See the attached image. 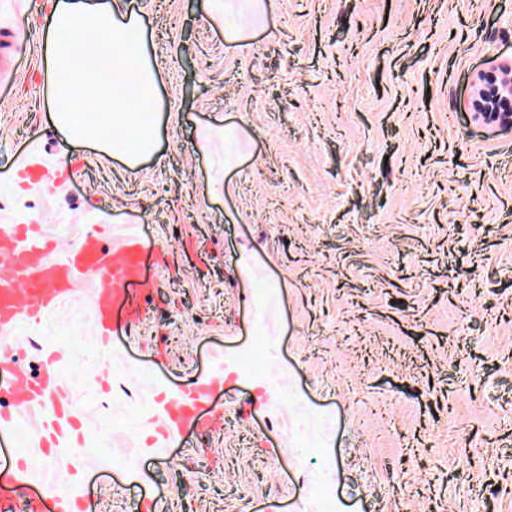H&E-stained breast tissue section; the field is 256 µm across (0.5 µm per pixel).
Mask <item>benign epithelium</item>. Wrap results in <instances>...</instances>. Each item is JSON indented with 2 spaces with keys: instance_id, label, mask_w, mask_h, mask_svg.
I'll use <instances>...</instances> for the list:
<instances>
[{
  "instance_id": "obj_1",
  "label": "benign epithelium",
  "mask_w": 512,
  "mask_h": 512,
  "mask_svg": "<svg viewBox=\"0 0 512 512\" xmlns=\"http://www.w3.org/2000/svg\"><path fill=\"white\" fill-rule=\"evenodd\" d=\"M471 111L491 128L512 129V57L492 56L472 75Z\"/></svg>"
}]
</instances>
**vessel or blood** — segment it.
<instances>
[{
	"instance_id": "1",
	"label": "vessel or blood",
	"mask_w": 512,
	"mask_h": 512,
	"mask_svg": "<svg viewBox=\"0 0 512 512\" xmlns=\"http://www.w3.org/2000/svg\"><path fill=\"white\" fill-rule=\"evenodd\" d=\"M28 240H20L14 229L0 228V334L9 335L23 322L42 318L55 311L81 284L91 288L92 330L100 339L112 333V309L118 302L129 303L130 317L141 320L142 311L129 302L130 291L141 283L143 245L132 236L103 247L96 235H84L79 244L64 256L49 260L38 249L40 230L31 225ZM12 412H0V431L8 429L15 414L52 407L54 414L41 423L44 436L54 437L68 422V403L55 386L30 390L24 378H17L12 388ZM193 407L181 403L164 408L159 422L163 442L176 440L186 419L193 417Z\"/></svg>"
}]
</instances>
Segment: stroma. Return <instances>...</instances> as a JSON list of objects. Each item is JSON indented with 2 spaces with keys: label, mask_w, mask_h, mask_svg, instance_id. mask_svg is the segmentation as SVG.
<instances>
[{
  "label": "stroma",
  "mask_w": 512,
  "mask_h": 512,
  "mask_svg": "<svg viewBox=\"0 0 512 512\" xmlns=\"http://www.w3.org/2000/svg\"><path fill=\"white\" fill-rule=\"evenodd\" d=\"M52 2L0 0L23 71L0 84V227L140 236L145 316L115 307L101 345L82 290L15 328L0 388L53 380L71 416L51 447L25 415L0 432V500L512 512V130L468 106L512 56V0H115L160 64L134 164L57 127ZM35 153L49 185L19 177ZM207 380L220 422L163 444V406Z\"/></svg>",
  "instance_id": "1"
}]
</instances>
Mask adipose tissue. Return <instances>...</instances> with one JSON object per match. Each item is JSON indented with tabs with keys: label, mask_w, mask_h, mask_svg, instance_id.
I'll return each mask as SVG.
<instances>
[{
	"label": "adipose tissue",
	"mask_w": 512,
	"mask_h": 512,
	"mask_svg": "<svg viewBox=\"0 0 512 512\" xmlns=\"http://www.w3.org/2000/svg\"><path fill=\"white\" fill-rule=\"evenodd\" d=\"M137 25L113 0H56L46 20L58 125L69 138L104 143L132 164L152 153L157 141L156 127L133 107L154 96L157 73L155 58L130 44ZM89 98L99 101L102 111L79 109Z\"/></svg>",
	"instance_id": "adipose-tissue-1"
}]
</instances>
